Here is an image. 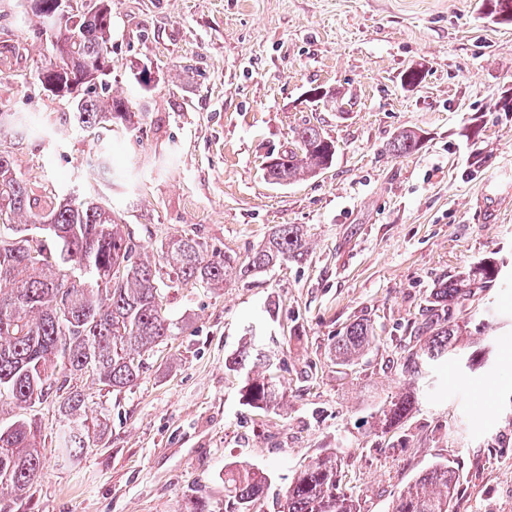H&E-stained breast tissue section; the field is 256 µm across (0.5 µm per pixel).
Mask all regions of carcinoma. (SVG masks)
Returning <instances> with one entry per match:
<instances>
[{"label": "carcinoma", "mask_w": 512, "mask_h": 512, "mask_svg": "<svg viewBox=\"0 0 512 512\" xmlns=\"http://www.w3.org/2000/svg\"><path fill=\"white\" fill-rule=\"evenodd\" d=\"M56 2L23 0L21 6L36 17L54 11ZM69 2L80 21L75 26L60 23L46 33L52 57L38 72L39 83L53 97L70 101L78 123L99 137L118 126L133 127L139 114L128 99L106 93L109 84L103 82L112 72V0H97L101 7L95 10L86 7L88 0ZM485 2L494 17L512 22V0ZM20 127L15 113L0 112V136ZM294 143L268 169L269 180L290 184L333 163L335 142L318 126L295 130ZM387 147L397 157L413 154L421 147L420 134L402 131ZM0 224L17 235L11 242L0 239V404L16 406L42 400L72 374H95L114 390L133 385L143 369L142 353L181 330L163 305L164 289L189 282L222 288L284 263H301L309 253L302 228L278 224L243 259L224 252L206 254L196 239L181 236L161 246L157 261H144L140 245L105 205L56 196L42 203L5 147H0ZM30 226L43 235L34 248L24 236ZM497 276L498 268L485 261L439 284L406 368L415 374L448 359L470 369L487 362L492 341L473 347L463 343L451 311L473 289L491 287ZM374 340L368 321L351 323L336 337V360L355 362ZM226 366L247 371V405L266 409L283 399L282 384L267 372L265 356L257 349L243 347ZM417 404L415 392L393 398L381 410L377 426L404 423ZM59 410L60 457L71 460L90 447L97 429L89 422L81 393L62 397ZM41 432L31 420L0 426V492L21 496L44 474ZM339 473L334 454L308 463L293 476L278 512H361L359 498L341 485ZM269 481L263 471L229 469L224 512H252ZM458 481L455 466L431 465L393 498L390 512H454Z\"/></svg>", "instance_id": "carcinoma-1"}]
</instances>
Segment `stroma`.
I'll return each instance as SVG.
<instances>
[{"instance_id": "obj_1", "label": "stroma", "mask_w": 512, "mask_h": 512, "mask_svg": "<svg viewBox=\"0 0 512 512\" xmlns=\"http://www.w3.org/2000/svg\"><path fill=\"white\" fill-rule=\"evenodd\" d=\"M112 20L111 91L142 120L113 133L107 176L104 147L37 80L52 52L36 18L0 8V45L17 48L0 60V108L34 126L7 139L34 192L99 198L145 260L179 235L243 256L278 224L302 226L309 255L223 288L171 289L185 329L144 354L134 386L69 377L103 428L75 461L58 457L57 395L1 408L0 421L41 425L46 470L22 499L0 493V512H182L191 498L224 512V473L244 464L271 477L254 512H277L295 471L330 452L362 512H387L440 460L461 472L457 512H512V112L497 107L512 93V24L480 0H112ZM410 67L424 71L411 88ZM316 85L337 104L307 101ZM307 123L334 140L333 165L268 183L262 162ZM406 129L422 147L394 156ZM485 191L498 223L482 221ZM487 259L494 286L452 313L481 338L497 311L488 366L405 373L437 281ZM361 319L376 339L339 365L336 338ZM249 340L283 385L278 407L245 405V372L225 367ZM410 388L419 405L381 433V408Z\"/></svg>"}]
</instances>
